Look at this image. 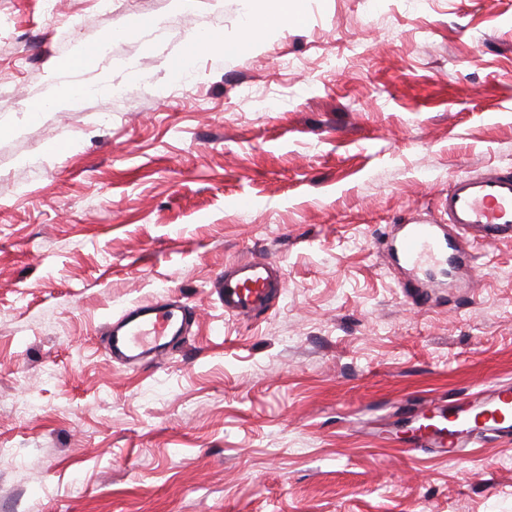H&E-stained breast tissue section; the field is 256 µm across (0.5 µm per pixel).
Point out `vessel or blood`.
Masks as SVG:
<instances>
[{
	"label": "vessel or blood",
	"mask_w": 512,
	"mask_h": 512,
	"mask_svg": "<svg viewBox=\"0 0 512 512\" xmlns=\"http://www.w3.org/2000/svg\"><path fill=\"white\" fill-rule=\"evenodd\" d=\"M443 210L447 223L402 228L397 238L402 264L416 267L445 258L471 266L476 261L471 243L512 238V171L456 177L448 185ZM275 270V261L265 255L237 264L218 285L225 312L249 317L266 311L277 286ZM184 321V307L165 298L133 306L110 328L112 355L129 364L156 363L165 338L176 336ZM405 425L409 450L436 448L460 455L479 435H512V388L500 386L464 403L409 411Z\"/></svg>",
	"instance_id": "vessel-or-blood-1"
}]
</instances>
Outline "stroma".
I'll return each instance as SVG.
<instances>
[{"mask_svg": "<svg viewBox=\"0 0 512 512\" xmlns=\"http://www.w3.org/2000/svg\"><path fill=\"white\" fill-rule=\"evenodd\" d=\"M0 0V512H512V439L407 453L411 408L512 384V239L471 287L388 261L456 176L512 167V0ZM104 50L65 67L81 45ZM74 94L30 118V101ZM265 254L250 320L214 290ZM187 307L162 365L106 326ZM280 12L276 17V22H270L271 20H256L250 19L245 26L244 35L237 44H232L225 47V54H232L236 56H243L254 42V37L257 31L260 30H271L276 27H280L285 23L301 24L304 20L303 14L298 10H292L293 2L288 0L279 1Z\"/></svg>", "mask_w": 512, "mask_h": 512, "instance_id": "35a3bbf8", "label": "stroma"}]
</instances>
